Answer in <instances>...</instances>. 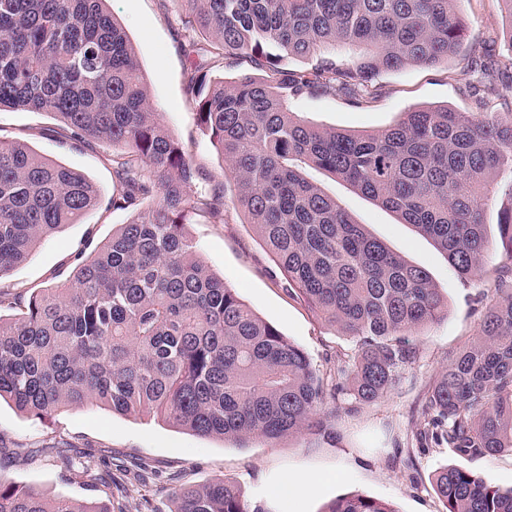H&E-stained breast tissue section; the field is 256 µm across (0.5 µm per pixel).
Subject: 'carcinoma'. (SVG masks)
<instances>
[{
  "mask_svg": "<svg viewBox=\"0 0 512 512\" xmlns=\"http://www.w3.org/2000/svg\"><path fill=\"white\" fill-rule=\"evenodd\" d=\"M106 0H0V108L49 112L75 145H112V210L136 212L66 279L29 296L0 286V400L44 416L97 404L154 415L199 436L336 439V399L355 415L395 390L417 362L412 337L444 315L429 273L407 263L302 166L349 183L429 237L458 276H480L501 251L495 286L477 299L480 335L448 357L428 390L431 440L463 458L512 456V205L485 208L496 173L512 170V109L428 106L375 134L320 129L288 98L372 99L373 79L456 55L465 24L455 0H176L211 36L188 42L186 89L241 208L288 283L325 322L356 339L348 364L320 374L309 356L247 306L197 255L195 217L224 223V182L175 140L149 104L144 78ZM316 58L310 71L291 59ZM266 73L228 84L210 70L242 59ZM486 95L499 80L490 53L472 60ZM85 176L20 141L0 140V279L97 203ZM432 487L446 512H512V488L445 466ZM174 512H269L224 478L174 489ZM0 512H111L49 499L0 480ZM324 512H395L366 497Z\"/></svg>",
  "mask_w": 512,
  "mask_h": 512,
  "instance_id": "carcinoma-1",
  "label": "carcinoma"
}]
</instances>
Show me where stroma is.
I'll return each instance as SVG.
<instances>
[{"label": "stroma", "instance_id": "1", "mask_svg": "<svg viewBox=\"0 0 512 512\" xmlns=\"http://www.w3.org/2000/svg\"><path fill=\"white\" fill-rule=\"evenodd\" d=\"M108 7L134 46L154 111L196 163L221 175L222 157L186 90L188 33L179 23L174 0H110ZM457 7L466 31L461 52L448 62L380 74L374 81L377 97L367 104L316 94L289 100V109L317 127L352 133L380 132L415 107L477 111L466 73L472 58L487 52L504 62L512 60V14L503 0H458ZM17 139L85 175L100 189L97 206L79 223L43 239L27 261L12 270L7 285L15 292H29L49 287L59 272L70 269L79 252L110 238L133 214L111 206L110 145L91 142L74 149L66 144L53 114L1 109L0 140ZM303 175L391 251L426 269L444 297L447 313L422 330L420 358L402 385L356 415L337 410L338 439L317 448L305 436L274 443L255 439L241 447L194 435L157 417H129L91 404L39 418L4 402L1 479L52 498L104 502L112 512H172L175 486L224 477L235 480L248 500L265 503L271 512H323L329 502L356 495L386 503L393 512H445L431 478L447 465L486 476L502 488L512 487L511 456L463 459L447 443H425L419 437L429 387L449 355L480 334L474 301L493 287L501 255L487 258L481 278L461 279L431 239L392 211L328 172L307 167ZM186 229L199 258L236 288L245 304L306 351L316 368L326 371L353 357L355 340L291 293L243 212L228 209L220 224L196 218ZM47 442L56 444L55 453L45 452ZM66 457L91 467L94 482L71 480L62 463ZM288 474L313 479L314 484L299 498L280 499L275 490Z\"/></svg>", "mask_w": 512, "mask_h": 512}]
</instances>
